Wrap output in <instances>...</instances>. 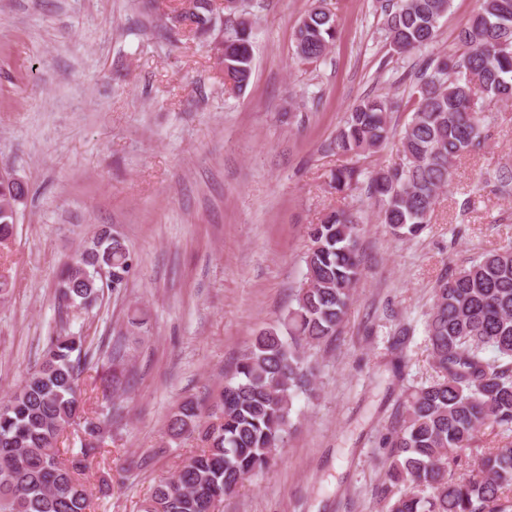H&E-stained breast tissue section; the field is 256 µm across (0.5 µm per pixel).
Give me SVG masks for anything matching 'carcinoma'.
<instances>
[{
  "label": "carcinoma",
  "mask_w": 512,
  "mask_h": 512,
  "mask_svg": "<svg viewBox=\"0 0 512 512\" xmlns=\"http://www.w3.org/2000/svg\"><path fill=\"white\" fill-rule=\"evenodd\" d=\"M451 0H387L385 26L393 51L430 45ZM176 22L197 37L224 23V80L244 91L253 72V22L246 9L213 12L194 0ZM335 15L319 0L294 39V55L321 60L336 39ZM450 55L429 59L410 86L414 112L399 137V162L365 173L336 170L339 193L367 184L379 219L404 239L419 236L459 157L482 147L485 100L512 101V0H479ZM384 97H366L349 112L335 140L351 156L370 154L394 137ZM19 203L0 178V246L16 233ZM359 217L345 209L308 227L305 277L278 326L256 333L224 388L212 399H186L170 416L169 443L197 436L202 447L157 483L140 512H219L255 472L274 461L292 427L293 401L309 390L314 367L303 348L336 335L362 275ZM105 267L101 273L99 267ZM133 266L124 241L107 232L77 253L58 284L61 306L88 311L104 292L127 285ZM434 375L413 387L403 423L389 430V465L378 490L387 512H512V443L477 453L478 433L512 432V248L483 252L441 275L426 313ZM84 337L63 328L10 399L0 404V512H89L82 475L101 448L100 424L82 417L78 381ZM492 356H487V353ZM84 419L83 462L61 457L59 438Z\"/></svg>",
  "instance_id": "carcinoma-1"
}]
</instances>
